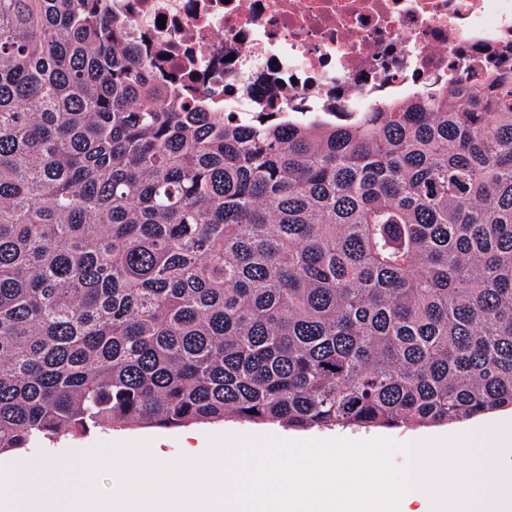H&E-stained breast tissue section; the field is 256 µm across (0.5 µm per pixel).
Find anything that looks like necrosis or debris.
<instances>
[{
	"mask_svg": "<svg viewBox=\"0 0 512 512\" xmlns=\"http://www.w3.org/2000/svg\"><path fill=\"white\" fill-rule=\"evenodd\" d=\"M153 77L210 109L329 117L512 71V0H110ZM165 27H158V18Z\"/></svg>",
	"mask_w": 512,
	"mask_h": 512,
	"instance_id": "1",
	"label": "necrosis or debris"
}]
</instances>
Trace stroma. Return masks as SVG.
Returning a JSON list of instances; mask_svg holds the SVG:
<instances>
[{"instance_id": "35a3bbf8", "label": "stroma", "mask_w": 512, "mask_h": 512, "mask_svg": "<svg viewBox=\"0 0 512 512\" xmlns=\"http://www.w3.org/2000/svg\"><path fill=\"white\" fill-rule=\"evenodd\" d=\"M469 430L475 433L512 436V408L503 407L484 416L467 420ZM459 423L420 427L405 424L396 428L345 427L322 430H295L277 424H256L226 419L220 423L192 424L178 428H132L108 432H94L83 438L64 437L57 442L46 443L29 449L0 455V468L5 469L19 482L26 481L31 469L41 467L47 460L54 459L63 463L80 462L98 448L116 443H147L153 453L176 463L184 458V443L189 434H196L201 440L200 452L210 455L212 441L228 437H265L276 436L283 439L304 441L309 439L344 438L364 441L379 437L393 439L399 443H409L419 439L433 442L448 437L459 430Z\"/></svg>"}]
</instances>
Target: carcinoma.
<instances>
[{
	"instance_id": "obj_1",
	"label": "carcinoma",
	"mask_w": 512,
	"mask_h": 512,
	"mask_svg": "<svg viewBox=\"0 0 512 512\" xmlns=\"http://www.w3.org/2000/svg\"><path fill=\"white\" fill-rule=\"evenodd\" d=\"M512 406V74L351 121L174 105L109 0H0V454Z\"/></svg>"
}]
</instances>
